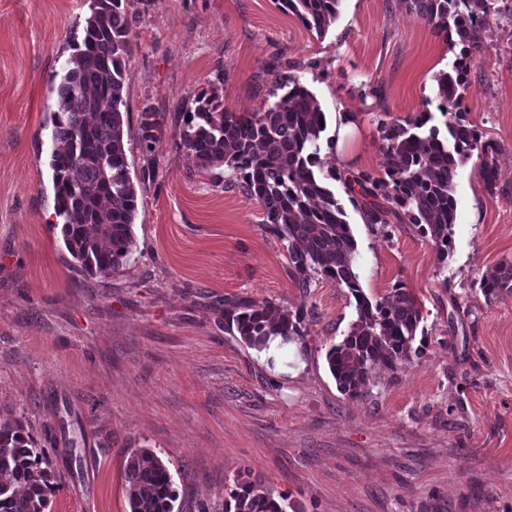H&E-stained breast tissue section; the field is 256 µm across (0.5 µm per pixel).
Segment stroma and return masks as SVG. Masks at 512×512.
Returning a JSON list of instances; mask_svg holds the SVG:
<instances>
[{
    "instance_id": "obj_1",
    "label": "stroma",
    "mask_w": 512,
    "mask_h": 512,
    "mask_svg": "<svg viewBox=\"0 0 512 512\" xmlns=\"http://www.w3.org/2000/svg\"><path fill=\"white\" fill-rule=\"evenodd\" d=\"M91 2L0 0V416H25L48 448L62 476L51 512H129L128 448L163 459L177 512H221L243 467L292 512H512V294L473 287L512 261V15L490 16L464 76L459 112L491 144L496 179L480 177V151L459 165L447 261L412 225L384 236L333 183L363 293L406 288L426 343L353 399L326 353L354 297L316 274L296 288L286 243L234 171L194 170L167 144L142 152L140 113L173 115L219 77L229 111H257L268 67L288 61L327 115L323 161L379 177L381 121L427 112L444 127L435 77L460 46L403 0H341L321 37L276 0H132L127 160L157 177L129 261L92 278L56 226L48 137L56 73ZM241 298L304 307L287 361L227 329L224 305Z\"/></svg>"
}]
</instances>
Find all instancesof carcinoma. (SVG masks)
Returning <instances> with one entry per match:
<instances>
[{
	"label": "carcinoma",
	"instance_id": "obj_1",
	"mask_svg": "<svg viewBox=\"0 0 512 512\" xmlns=\"http://www.w3.org/2000/svg\"><path fill=\"white\" fill-rule=\"evenodd\" d=\"M320 36L336 22L341 0H277ZM408 11L433 25L454 45H463L455 73L436 77L441 112L456 111L462 99L463 61L485 42L491 0H405ZM131 0H92L83 37L65 60L56 86L57 110L50 139L56 215L69 254L90 276H107L133 252V224L143 205L139 185L156 177L146 168L138 181L128 169L124 89L132 53L127 6ZM271 71L268 95L256 112L238 115L224 108V76L203 89L177 113L172 148L198 170L226 166L239 174L247 193L263 209V224L288 242L290 274L299 288L312 273L348 288L357 319L326 355L341 392L361 396L373 372L395 371L409 359L422 310L404 288L372 302L357 273L358 246L346 212L331 189L340 178L320 156L327 130L318 99L289 70ZM286 90L282 97L277 91ZM431 115L381 123L385 176L357 173L344 179L358 192L368 224L396 220L430 238L441 259L448 258L456 223L455 177L459 164L477 148L475 129L457 119L447 134L427 126ZM140 147L152 154L162 143L166 116L150 107L140 113ZM492 299L512 293V262L502 261L479 281ZM229 327L248 345L262 348L272 336L289 342L303 335V309H280L268 300L243 299L224 311ZM123 477L129 512H174L177 493L162 458L151 448L125 450ZM60 489L48 449L32 435L21 414L0 419V512H51ZM285 494H274L249 469L237 472L222 512H287Z\"/></svg>",
	"mask_w": 512,
	"mask_h": 512
}]
</instances>
